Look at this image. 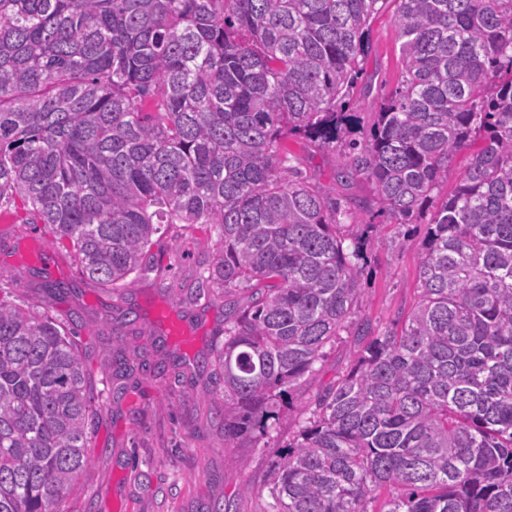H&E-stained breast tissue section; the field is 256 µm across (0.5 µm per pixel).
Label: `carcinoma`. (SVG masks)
I'll list each match as a JSON object with an SVG mask.
<instances>
[{
	"label": "carcinoma",
	"instance_id": "obj_1",
	"mask_svg": "<svg viewBox=\"0 0 512 512\" xmlns=\"http://www.w3.org/2000/svg\"><path fill=\"white\" fill-rule=\"evenodd\" d=\"M391 6L401 76L364 133L351 101ZM290 136L342 146L338 179L427 224L392 326L357 319L362 244ZM17 200L111 288L154 270L168 225L214 230L189 288L246 295L213 359L229 448L353 337L271 462L269 512H512V0H0V202ZM78 328L0 286V512H62L91 463ZM477 147L478 144H474L472 147L460 151L451 162L448 167V183L443 184L439 190V196L441 198L445 197L453 190L466 167L470 153H472Z\"/></svg>",
	"mask_w": 512,
	"mask_h": 512
}]
</instances>
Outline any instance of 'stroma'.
I'll return each mask as SVG.
<instances>
[{
    "label": "stroma",
    "instance_id": "stroma-1",
    "mask_svg": "<svg viewBox=\"0 0 512 512\" xmlns=\"http://www.w3.org/2000/svg\"><path fill=\"white\" fill-rule=\"evenodd\" d=\"M371 29L372 49L356 91L366 128L374 103L396 87L402 68L391 12L380 13ZM287 147L312 181L335 188L350 209L373 200L370 182L337 184L336 172L345 162L342 150L296 138L288 139ZM364 219L372 223L371 232H364L362 224L344 228L346 237L366 236L365 294L357 316L383 328L405 316L416 299L423 234L372 211ZM204 237L201 227L171 225L150 249L155 270L130 287L112 289L81 281L73 254L58 247L43 225L21 224L11 215L0 218V272L14 296L41 305L61 322L81 315L78 340L100 411L90 429L92 464L78 476L67 512H205L214 500L231 502L232 512H266L270 464L296 433L300 408L357 356L352 338L337 340L323 373L294 393V409L268 436L247 448L225 447L224 423L212 414L219 390L211 382L209 363L224 345L227 299L218 291L192 303L179 287L206 267L210 254L199 245ZM46 251L57 259L50 272L39 263ZM48 280L74 284L75 290L43 300L38 287ZM125 313L135 318L136 329L124 338L132 370L119 379L112 372V326ZM156 343L161 356L175 360V373L139 369L140 355ZM119 385L126 392L117 398L113 390Z\"/></svg>",
    "mask_w": 512,
    "mask_h": 512
}]
</instances>
